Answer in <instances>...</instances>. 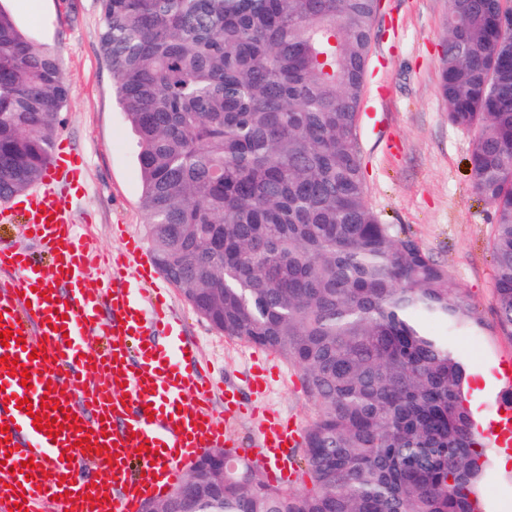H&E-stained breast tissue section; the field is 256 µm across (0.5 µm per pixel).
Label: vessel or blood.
<instances>
[{
  "mask_svg": "<svg viewBox=\"0 0 512 512\" xmlns=\"http://www.w3.org/2000/svg\"><path fill=\"white\" fill-rule=\"evenodd\" d=\"M78 173L56 148L28 196L0 201V223L21 225L25 238L0 245V332L14 335L0 359L25 367L0 362V512H143L206 449L231 442L205 408L213 386L142 243L125 241L112 268L134 269L133 281L88 287L93 245L59 188ZM91 334L102 347L88 346ZM300 439L297 425L268 419L256 458L271 479L289 481ZM28 459L35 467L21 473Z\"/></svg>",
  "mask_w": 512,
  "mask_h": 512,
  "instance_id": "obj_1",
  "label": "vessel or blood"
}]
</instances>
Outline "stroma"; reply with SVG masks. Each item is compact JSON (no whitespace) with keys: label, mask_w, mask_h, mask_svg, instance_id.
Returning a JSON list of instances; mask_svg holds the SVG:
<instances>
[{"label":"stroma","mask_w":512,"mask_h":512,"mask_svg":"<svg viewBox=\"0 0 512 512\" xmlns=\"http://www.w3.org/2000/svg\"><path fill=\"white\" fill-rule=\"evenodd\" d=\"M0 6L29 39L60 59L70 98L57 139L84 163L85 188L69 194L68 201L85 234L105 258L123 240H146L136 140L117 110L112 71L99 50V0H0ZM447 15L448 0H381L360 105L359 146L371 207L383 222L408 230L475 307L480 322L467 329L450 334L435 320L426 326L447 335L468 368L470 388L485 391L499 364L512 361V338L496 326L493 210L469 180L474 133L449 122L439 92ZM170 295L183 317L185 336L196 344L201 367L216 385H242L255 377L264 381L263 393H243L235 413L225 412L220 391L213 399L216 422L241 448L256 447L269 414L303 427L313 420L316 411L296 367L218 333L178 289ZM477 411L486 422L481 512H512V464L498 467L500 449L489 438L497 407L481 397Z\"/></svg>","instance_id":"obj_1"}]
</instances>
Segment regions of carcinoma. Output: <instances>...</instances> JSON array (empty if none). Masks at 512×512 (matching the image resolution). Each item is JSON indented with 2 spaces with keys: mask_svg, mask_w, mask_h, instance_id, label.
Instances as JSON below:
<instances>
[{
  "mask_svg": "<svg viewBox=\"0 0 512 512\" xmlns=\"http://www.w3.org/2000/svg\"><path fill=\"white\" fill-rule=\"evenodd\" d=\"M99 49L137 138L155 264L218 332L296 366L316 408L310 486L257 461L194 512H479L485 465L449 329L469 298L367 200L359 112L375 0H100ZM440 91L476 132L494 210L496 323L512 337V0H449ZM69 87L0 8V198L46 169Z\"/></svg>",
  "mask_w": 512,
  "mask_h": 512,
  "instance_id": "carcinoma-1",
  "label": "carcinoma"
}]
</instances>
